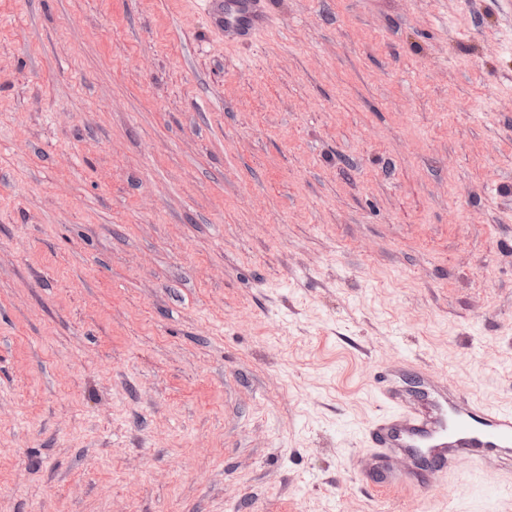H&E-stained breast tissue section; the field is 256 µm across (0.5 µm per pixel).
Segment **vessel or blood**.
Listing matches in <instances>:
<instances>
[{"instance_id": "obj_1", "label": "vessel or blood", "mask_w": 512, "mask_h": 512, "mask_svg": "<svg viewBox=\"0 0 512 512\" xmlns=\"http://www.w3.org/2000/svg\"><path fill=\"white\" fill-rule=\"evenodd\" d=\"M225 36L245 40L267 22L264 0H198ZM387 410L366 428L358 467L377 486L430 487L461 468L512 486V406L474 398L446 375L399 362L375 385Z\"/></svg>"}]
</instances>
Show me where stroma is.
<instances>
[{"label":"stroma","instance_id":"stroma-1","mask_svg":"<svg viewBox=\"0 0 512 512\" xmlns=\"http://www.w3.org/2000/svg\"><path fill=\"white\" fill-rule=\"evenodd\" d=\"M0 0V512H507L378 489V368L512 405V0ZM196 4L225 37L248 39L267 22L264 0H199Z\"/></svg>","mask_w":512,"mask_h":512}]
</instances>
